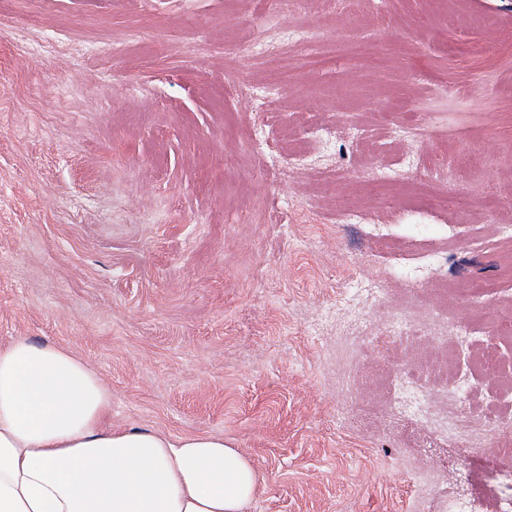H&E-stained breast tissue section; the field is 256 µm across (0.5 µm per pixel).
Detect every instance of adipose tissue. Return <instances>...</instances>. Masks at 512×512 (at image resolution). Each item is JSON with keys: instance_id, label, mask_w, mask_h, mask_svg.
<instances>
[{"instance_id": "obj_1", "label": "adipose tissue", "mask_w": 512, "mask_h": 512, "mask_svg": "<svg viewBox=\"0 0 512 512\" xmlns=\"http://www.w3.org/2000/svg\"><path fill=\"white\" fill-rule=\"evenodd\" d=\"M111 406L70 351L0 347V512H246L258 476L223 436L107 428Z\"/></svg>"}]
</instances>
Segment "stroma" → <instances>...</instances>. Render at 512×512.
Masks as SVG:
<instances>
[{
  "label": "stroma",
  "mask_w": 512,
  "mask_h": 512,
  "mask_svg": "<svg viewBox=\"0 0 512 512\" xmlns=\"http://www.w3.org/2000/svg\"><path fill=\"white\" fill-rule=\"evenodd\" d=\"M246 19L332 21L322 0H0V345L22 336L82 357L112 391L105 425L223 435L257 471L246 512H433L461 469L418 453L422 441L450 448L393 416L378 382L417 345L379 351L342 333L352 309L376 334L394 306L420 314L432 298L390 281L382 299L353 296L394 258L327 218L342 197L376 209L359 168L412 161L391 121L424 127L450 166L483 145L479 177L423 174L385 191L399 200L403 257L448 255L449 320L471 317L460 291L472 284L512 313V245L498 233L512 225V0H369L348 21L373 62L320 69L302 46L238 57ZM229 66L277 84L263 123L226 89ZM431 75L463 98L433 96ZM314 119L365 138L324 141ZM299 147L313 168L283 180ZM474 188L483 199L467 213L438 203ZM409 224L447 233L421 239ZM468 467L472 512H497L491 475L512 458L483 447Z\"/></svg>",
  "instance_id": "1"
}]
</instances>
